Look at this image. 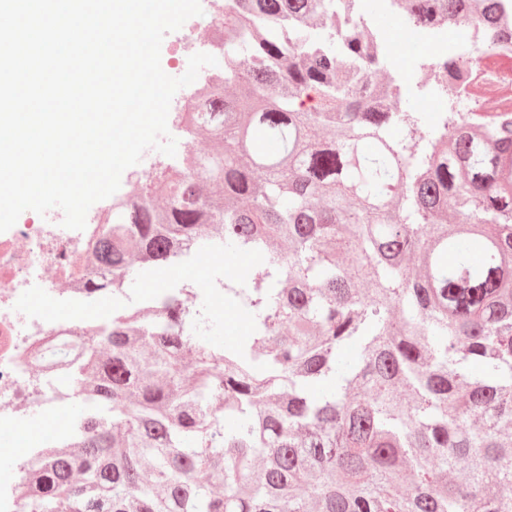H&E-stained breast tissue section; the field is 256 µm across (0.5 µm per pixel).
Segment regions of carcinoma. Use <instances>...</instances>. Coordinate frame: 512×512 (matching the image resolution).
<instances>
[{
	"mask_svg": "<svg viewBox=\"0 0 512 512\" xmlns=\"http://www.w3.org/2000/svg\"><path fill=\"white\" fill-rule=\"evenodd\" d=\"M354 0H224V80L177 112L187 149L102 216L85 287L203 251L248 334L216 343L193 283L101 317L40 364L81 402L26 462L18 512H512V96L392 109ZM407 25L512 30L501 0H396Z\"/></svg>",
	"mask_w": 512,
	"mask_h": 512,
	"instance_id": "cac0c4a2",
	"label": "carcinoma"
}]
</instances>
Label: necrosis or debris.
<instances>
[{
	"label": "necrosis or debris",
	"instance_id": "necrosis-or-debris-1",
	"mask_svg": "<svg viewBox=\"0 0 512 512\" xmlns=\"http://www.w3.org/2000/svg\"><path fill=\"white\" fill-rule=\"evenodd\" d=\"M102 217L89 210L84 230L62 227L63 213L45 215L42 223L17 222L0 234V430L27 425L16 405L40 409L53 418L62 408L58 390L34 370V357L50 346L78 339L89 323L91 296L85 278L93 267V243ZM40 291L44 303L28 302Z\"/></svg>",
	"mask_w": 512,
	"mask_h": 512
}]
</instances>
